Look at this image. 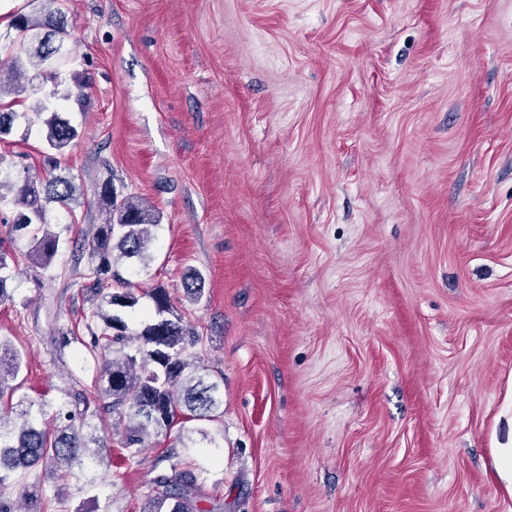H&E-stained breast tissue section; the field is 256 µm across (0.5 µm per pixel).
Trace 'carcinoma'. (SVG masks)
Listing matches in <instances>:
<instances>
[{"mask_svg": "<svg viewBox=\"0 0 512 512\" xmlns=\"http://www.w3.org/2000/svg\"><path fill=\"white\" fill-rule=\"evenodd\" d=\"M28 2L33 10L17 12L12 20L19 53L0 58V98L23 87L25 64L45 70L49 78L56 79V64L71 54L62 0ZM71 80L73 89L68 99L82 111L90 103L92 81L77 73L71 75ZM46 112L50 116L43 120L46 151L42 170L20 166L16 161L6 165L0 156V204L11 206V231L31 235L32 246L25 257L42 269L52 264L65 244L82 247L78 239L63 237L69 227L56 232L47 220L50 204L70 213L82 197L75 178L57 174L66 152L79 138L78 127L63 113L49 111L44 102L30 114L15 112L0 103V141L13 132L19 119L29 124ZM94 195L105 219L92 234L84 274L91 309L83 327L67 328L61 336L67 343L84 342L82 330L89 336L85 347L100 365L96 387L103 410L89 411L83 391L77 390L71 394L70 405L58 406L54 425L37 427L45 403L25 398L3 402L6 397L13 398L12 381L21 371L23 356L0 341V512H45L36 494H26L24 508L7 495L5 482L12 473L39 463H57L70 470L105 463V437L99 432L106 427L98 425L104 413L125 422L123 447L136 453L150 435L169 429L183 407L188 411L184 422H197L193 427H182L183 447L219 443L217 435L201 423L214 421L224 405L220 382L201 374L200 366L195 364L189 350L196 347L199 336L181 318L169 317L172 305L166 290L154 288L148 292L154 315L138 331H131L123 318L125 310L139 304L141 295L124 279L120 268L128 260L149 265L148 248L159 228L158 217L130 197L118 199L110 180L96 183ZM18 265L14 252L0 240V302L10 298L7 283ZM184 288L190 298L201 299V276L191 274ZM152 485L155 495L143 512H204L197 504V477L192 471L174 467L158 473Z\"/></svg>", "mask_w": 512, "mask_h": 512, "instance_id": "carcinoma-1", "label": "carcinoma"}]
</instances>
